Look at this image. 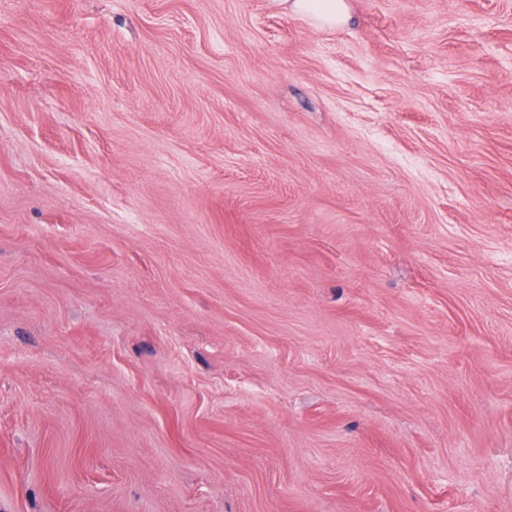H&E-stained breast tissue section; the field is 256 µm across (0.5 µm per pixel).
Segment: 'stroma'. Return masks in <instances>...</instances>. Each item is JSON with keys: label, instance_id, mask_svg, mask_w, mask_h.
I'll return each instance as SVG.
<instances>
[{"label": "stroma", "instance_id": "obj_1", "mask_svg": "<svg viewBox=\"0 0 512 512\" xmlns=\"http://www.w3.org/2000/svg\"><path fill=\"white\" fill-rule=\"evenodd\" d=\"M0 0V512H512V0ZM288 11L310 17L318 27L333 29L349 20L345 0H281Z\"/></svg>", "mask_w": 512, "mask_h": 512}]
</instances>
